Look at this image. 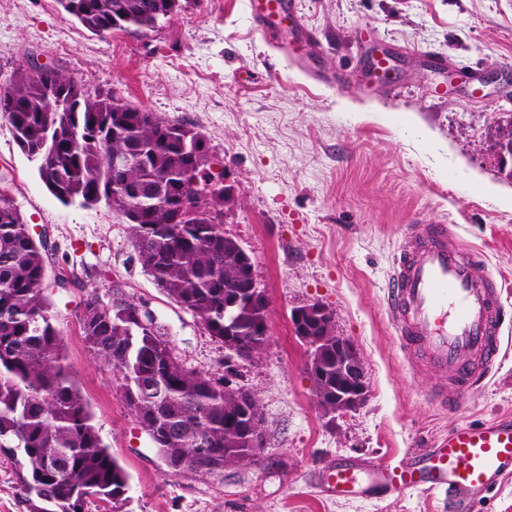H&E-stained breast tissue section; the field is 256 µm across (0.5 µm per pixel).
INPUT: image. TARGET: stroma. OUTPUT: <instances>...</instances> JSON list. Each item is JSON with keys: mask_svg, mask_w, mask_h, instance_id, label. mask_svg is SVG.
Wrapping results in <instances>:
<instances>
[{"mask_svg": "<svg viewBox=\"0 0 512 512\" xmlns=\"http://www.w3.org/2000/svg\"><path fill=\"white\" fill-rule=\"evenodd\" d=\"M247 2L193 0L154 32L97 36L58 0H0V87L36 58L205 134L231 187L224 233L254 257L270 302L267 346L236 363L261 405L260 464L168 470L119 375L90 352L83 302L133 301L207 375L223 373L224 345L156 287L106 205H65L48 191L0 118V174L55 268L75 275L51 293L50 313L99 435L130 475L119 512H444L441 497L417 491L333 499L318 478L341 459L385 464L450 426L512 416V362L458 394L427 364L408 365L386 305L412 225L442 222L483 251L477 273L497 276L512 306V165L496 145L512 119V0H296L298 21L267 33ZM301 24L316 43L291 41ZM379 50L393 71L384 82L371 68ZM342 70L347 87L331 85ZM306 303L327 307L357 347L369 385L360 408L318 407L290 320ZM443 389L444 404L434 398Z\"/></svg>", "mask_w": 512, "mask_h": 512, "instance_id": "obj_1", "label": "stroma"}]
</instances>
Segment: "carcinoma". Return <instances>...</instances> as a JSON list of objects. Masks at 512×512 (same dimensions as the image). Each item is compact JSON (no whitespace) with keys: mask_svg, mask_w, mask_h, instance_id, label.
I'll list each match as a JSON object with an SVG mask.
<instances>
[{"mask_svg":"<svg viewBox=\"0 0 512 512\" xmlns=\"http://www.w3.org/2000/svg\"><path fill=\"white\" fill-rule=\"evenodd\" d=\"M65 12L95 35L146 34L182 8L181 0H58ZM0 117L20 151L35 165L61 203H105L130 226L142 267L181 308L224 340V319L238 330L242 348L265 345L255 333L264 307L239 302L249 278V255L224 239V186L210 201L188 205V171L210 161L205 135L195 126L145 112L111 91L89 92L55 68L36 81L21 71L0 95ZM127 165L116 173L112 160ZM123 181L135 195L113 193ZM49 251L35 240L14 199L0 196V450L18 468L29 512H75L73 497L91 491L105 504L126 500L130 476L104 445L88 401L65 365L62 332L50 314L44 287ZM81 329L93 355L122 378L128 408L163 457L197 459L183 471L205 475L207 460L253 461L241 416L225 411L229 395L169 352L153 318L128 300L100 312L95 295L84 300Z\"/></svg>","mask_w":512,"mask_h":512,"instance_id":"cac0c4a2","label":"carcinoma"}]
</instances>
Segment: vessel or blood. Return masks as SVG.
<instances>
[{
	"instance_id": "vessel-or-blood-1",
	"label": "vessel or blood",
	"mask_w": 512,
	"mask_h": 512,
	"mask_svg": "<svg viewBox=\"0 0 512 512\" xmlns=\"http://www.w3.org/2000/svg\"><path fill=\"white\" fill-rule=\"evenodd\" d=\"M259 31L293 12L292 0H250ZM481 252L444 224L414 227L390 275L388 308L409 364L426 360L461 393L487 381L504 360L502 331L512 324L499 282L478 275ZM512 477V418L449 428L432 447L399 465L344 459L320 478L329 496L367 499L377 492L448 495V512H473L486 492Z\"/></svg>"
}]
</instances>
